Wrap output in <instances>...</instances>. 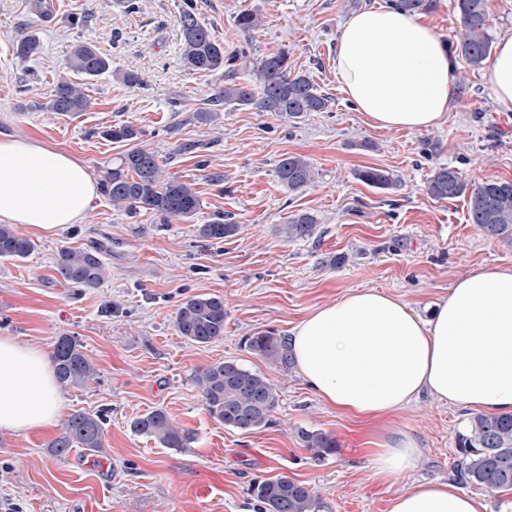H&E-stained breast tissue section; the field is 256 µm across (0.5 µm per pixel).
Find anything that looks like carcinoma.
Segmentation results:
<instances>
[{"mask_svg": "<svg viewBox=\"0 0 512 512\" xmlns=\"http://www.w3.org/2000/svg\"><path fill=\"white\" fill-rule=\"evenodd\" d=\"M462 29L457 49L467 64L479 68L492 51V39L485 24L484 0H457ZM244 32L263 26L257 9L244 10L235 19ZM182 58L192 71L212 73L226 70L222 89L211 107L196 113L198 123L210 126L219 120L221 106H247L259 112H274L290 118H303L312 112L325 111L330 97L319 90L307 75H293L288 70V52L281 50L256 64L245 55L224 54L211 32L200 21L192 3L185 4L178 18ZM39 51V42L28 36L16 44V55L27 59ZM243 60L255 75L252 83L236 80L238 60ZM111 63L94 45L73 44L66 55L64 69L93 79L107 73ZM89 96L82 83L60 75L53 85L49 100L41 104L48 112L74 116L87 111ZM140 131L130 124L114 126L106 136L116 142L138 138ZM314 177L311 161L303 155H290L277 166L279 182L291 191L310 184ZM365 183L378 188L394 184L390 172L367 168L358 172ZM101 189L116 209L128 212L145 211L162 220L188 219L200 207L199 196L191 187L166 174L156 155L144 148L132 147L106 170ZM426 192L434 199L467 196L471 223L486 236L512 244V182L485 180L474 187L453 167L442 166L426 181ZM317 219L308 212L288 217L284 233L290 240H303L316 229ZM239 225L220 220L198 227V234L207 240L235 236ZM33 243L12 224H0V259L27 257ZM61 278L79 288H97L107 273L100 251L63 248L56 259ZM224 299L218 296L192 297L181 303L174 316L177 332L195 344H209L224 338ZM247 347L256 355L286 368L290 365L288 350L280 337L257 333L246 338ZM54 371L63 387H82L96 378V369L74 336H60L51 355ZM194 381L202 392L209 414L224 426L250 433L273 424L279 404L275 386L262 374L248 370L233 361H224L198 370ZM131 428L137 434L157 440L165 448H185L191 441L189 433L178 427L162 409L153 410L135 419ZM103 418L84 412L69 416L62 433L51 443L55 456L63 458L75 446L91 452L103 448ZM304 447L313 451L317 460L336 453L339 444L324 431H303ZM462 460L458 472L468 484L488 491L512 489V413H477L469 418L467 433L459 436ZM252 493L260 503V512H319L320 502L312 488L286 476L259 481Z\"/></svg>", "mask_w": 512, "mask_h": 512, "instance_id": "obj_1", "label": "carcinoma"}]
</instances>
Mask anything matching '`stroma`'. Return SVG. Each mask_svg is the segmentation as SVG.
<instances>
[{
    "mask_svg": "<svg viewBox=\"0 0 512 512\" xmlns=\"http://www.w3.org/2000/svg\"><path fill=\"white\" fill-rule=\"evenodd\" d=\"M0 0V137L25 136L62 150L102 179L128 145L103 135L129 123L139 147L156 153L169 175L192 184L194 219L162 222L131 214L98 195L82 223L32 235L23 259L0 260V335L52 351L77 337L96 378L64 390L63 416L103 419V448L50 449L61 426L0 433V512H258L253 482L285 476L315 489L321 512H389L392 497L424 480L460 482L458 437L472 412L421 396L388 423H368L326 406L295 369L253 354L258 332L287 336L314 308L358 288L400 297L420 315L462 276L512 266V245L484 236L468 220L467 199L437 200L425 190L441 166L468 183L512 181V112L500 111L488 66L457 60L446 122L437 129L389 131L369 126L336 83L340 29L349 14L391 0H193L200 20L225 52L249 59L288 49L292 73L309 75L331 99L326 111L292 119L227 107L208 132L196 112L224 87V75L190 71L177 24L186 0H143L128 14L122 0ZM260 10L264 24L243 33L235 17ZM33 35L41 50L15 54ZM78 41L111 56L112 70L91 81V106L75 117L41 110ZM140 82H123L126 72ZM309 158L315 179L291 191L276 177L289 155ZM380 168L398 178L382 189L358 177ZM313 214L309 238L288 240L289 215ZM238 224L221 241L197 234L217 218ZM102 250L109 272L97 288H78L55 266L63 248ZM197 295L224 300L223 340L198 345L180 336L179 305ZM267 377L279 394L273 425L243 434L209 415L196 371L224 361ZM162 408L192 440L165 448L135 433L134 419ZM412 435L415 466L381 483L368 448L382 426ZM332 433L336 454L315 461L300 430Z\"/></svg>",
    "mask_w": 512,
    "mask_h": 512,
    "instance_id": "obj_1",
    "label": "stroma"
}]
</instances>
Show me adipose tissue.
<instances>
[{"label": "adipose tissue", "instance_id": "obj_1", "mask_svg": "<svg viewBox=\"0 0 512 512\" xmlns=\"http://www.w3.org/2000/svg\"><path fill=\"white\" fill-rule=\"evenodd\" d=\"M455 60L412 11L372 7L350 15L336 47V76L372 127L429 130L447 119ZM499 110L512 112V36L489 71ZM97 182L64 151L0 139V221L54 234L83 221ZM299 375L320 399L364 420L390 415L421 395L492 414L512 412V266L458 278L422 318L376 289L349 292L291 330ZM63 395L43 348L0 336V432L21 435L57 424ZM420 455L411 435L391 431L372 451L374 478L410 470ZM483 500L451 482L397 494L389 512H485Z\"/></svg>", "mask_w": 512, "mask_h": 512}]
</instances>
